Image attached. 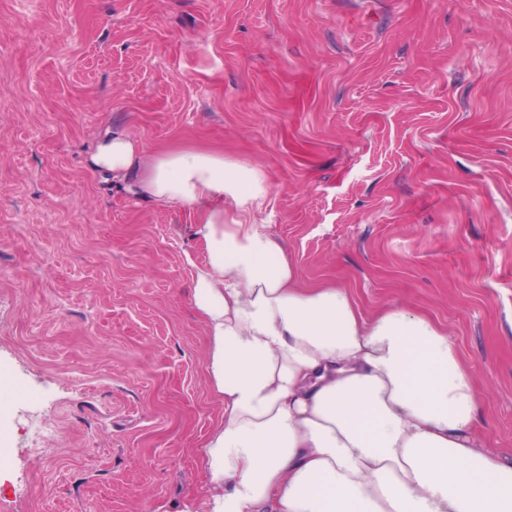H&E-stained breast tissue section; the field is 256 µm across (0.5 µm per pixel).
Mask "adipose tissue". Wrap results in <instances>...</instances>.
<instances>
[{"mask_svg":"<svg viewBox=\"0 0 512 512\" xmlns=\"http://www.w3.org/2000/svg\"><path fill=\"white\" fill-rule=\"evenodd\" d=\"M186 211L206 260L192 303L219 414L182 512H512V463L482 447L469 367L423 312L303 284L263 213L264 171L112 131L91 158Z\"/></svg>","mask_w":512,"mask_h":512,"instance_id":"ef3b65f1","label":"adipose tissue"}]
</instances>
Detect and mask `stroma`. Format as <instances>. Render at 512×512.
<instances>
[{"label":"stroma","mask_w":512,"mask_h":512,"mask_svg":"<svg viewBox=\"0 0 512 512\" xmlns=\"http://www.w3.org/2000/svg\"><path fill=\"white\" fill-rule=\"evenodd\" d=\"M112 129L261 168L303 282L433 315L512 457V0H0V512L202 482L205 254L89 168Z\"/></svg>","instance_id":"stroma-1"}]
</instances>
